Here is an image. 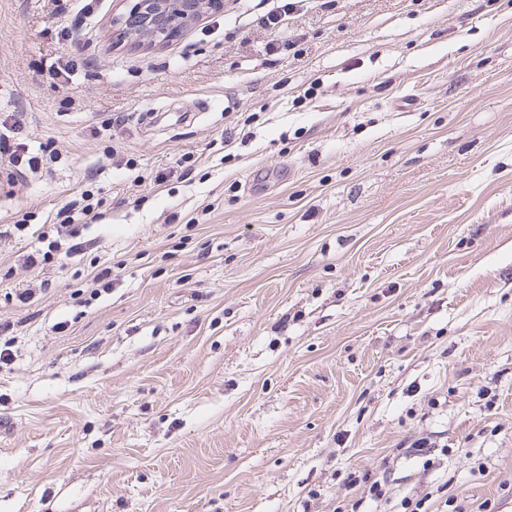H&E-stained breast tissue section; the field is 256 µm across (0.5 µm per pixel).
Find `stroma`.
<instances>
[{"mask_svg":"<svg viewBox=\"0 0 512 512\" xmlns=\"http://www.w3.org/2000/svg\"><path fill=\"white\" fill-rule=\"evenodd\" d=\"M280 4L0 0V512L512 496V0ZM124 20L122 34L137 46L163 44L190 22L209 11L220 10L223 0H133ZM90 191L84 190L81 193V198L84 204L77 212L76 210L77 201L72 200L63 205L56 213V217L60 219L59 224H54L56 229V233L58 236H64L68 241H72L69 246L65 249V255H71L79 250H81L83 244L85 242H74L81 237L82 231L89 225L87 221L85 224H73L74 221H84L87 220L89 216L94 212L93 203H90L91 194L88 193ZM349 480L350 483L354 485L363 483L365 488H367V496L372 500H380L385 497L387 493L384 478L373 476L369 472H365L362 475H356L355 472L353 476H350Z\"/></svg>","mask_w":512,"mask_h":512,"instance_id":"1","label":"stroma"}]
</instances>
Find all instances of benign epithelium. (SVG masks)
Here are the masks:
<instances>
[{
  "mask_svg": "<svg viewBox=\"0 0 512 512\" xmlns=\"http://www.w3.org/2000/svg\"><path fill=\"white\" fill-rule=\"evenodd\" d=\"M223 6L224 0H131L122 34L137 46L163 44L190 22Z\"/></svg>",
  "mask_w": 512,
  "mask_h": 512,
  "instance_id": "7a95c632",
  "label": "benign epithelium"
}]
</instances>
